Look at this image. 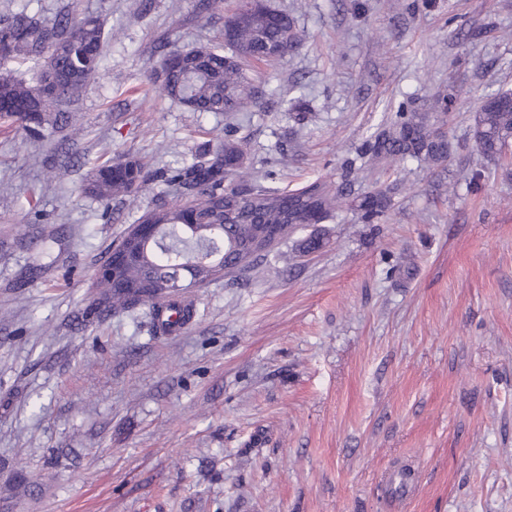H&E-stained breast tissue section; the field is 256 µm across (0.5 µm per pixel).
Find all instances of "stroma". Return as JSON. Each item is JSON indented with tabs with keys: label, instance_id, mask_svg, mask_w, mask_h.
<instances>
[{
	"label": "stroma",
	"instance_id": "obj_1",
	"mask_svg": "<svg viewBox=\"0 0 512 512\" xmlns=\"http://www.w3.org/2000/svg\"><path fill=\"white\" fill-rule=\"evenodd\" d=\"M300 46L253 64L264 95L193 112L149 78L164 45L220 35L197 0H0L93 11L108 36L82 110L32 143L0 127V512H512V144L478 154L512 88V0H269ZM448 100L450 152L406 159L381 223L304 224L241 278L83 320L107 254L163 195L86 197L102 161L150 169L242 140L264 184L372 190L367 136ZM326 245L302 252V242ZM408 466L397 490L387 472ZM485 100L475 117L473 139L480 155L494 157L512 141V92L492 94Z\"/></svg>",
	"mask_w": 512,
	"mask_h": 512
}]
</instances>
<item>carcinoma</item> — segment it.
Wrapping results in <instances>:
<instances>
[{
	"mask_svg": "<svg viewBox=\"0 0 512 512\" xmlns=\"http://www.w3.org/2000/svg\"><path fill=\"white\" fill-rule=\"evenodd\" d=\"M224 38L170 50L159 67L161 87L171 99L194 112H238L256 102L263 91L253 84L245 62H268L292 51L300 42L294 18L265 0H239L224 17ZM106 36L91 12L73 17L69 10L47 24L19 14L0 19V66L9 63L40 66L29 80L12 72L0 74V120L20 123L32 138H43L69 126L73 106L98 75ZM429 112H396L364 141L360 151L366 169L383 170L415 158L435 166L448 158V140L433 131ZM473 139L484 157L500 154L512 141V92L486 97L475 117ZM160 180L183 202L156 203L139 218L160 225L150 244L134 243L128 235L122 247L132 258L113 279L102 278V299L90 312L116 314L137 305L151 308L157 319L164 302L188 321L191 305H178V293L155 289L157 276H172L176 267L194 261L198 287L253 265L274 243L300 224H324L336 211L352 207L363 224L377 222L390 205L389 188L377 186L347 200L343 184L316 179L296 189L264 186L254 179L241 142L226 139L203 158L152 174L137 160L108 161L90 171L82 192L107 200L127 196L137 200L150 183ZM185 224L196 228L186 231ZM136 289H131V286Z\"/></svg>",
	"mask_w": 512,
	"mask_h": 512,
	"instance_id": "cac0c4a2",
	"label": "carcinoma"
}]
</instances>
